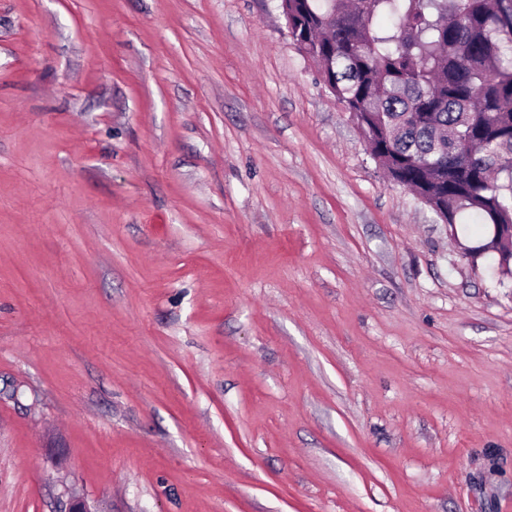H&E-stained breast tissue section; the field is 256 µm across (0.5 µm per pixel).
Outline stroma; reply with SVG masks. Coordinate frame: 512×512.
Segmentation results:
<instances>
[{
	"label": "stroma",
	"mask_w": 512,
	"mask_h": 512,
	"mask_svg": "<svg viewBox=\"0 0 512 512\" xmlns=\"http://www.w3.org/2000/svg\"><path fill=\"white\" fill-rule=\"evenodd\" d=\"M279 0H0V512H512V289Z\"/></svg>",
	"instance_id": "35a3bbf8"
}]
</instances>
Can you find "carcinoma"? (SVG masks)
<instances>
[{
  "mask_svg": "<svg viewBox=\"0 0 512 512\" xmlns=\"http://www.w3.org/2000/svg\"><path fill=\"white\" fill-rule=\"evenodd\" d=\"M499 2L288 0V33L392 180L448 223L485 229L472 262L504 286L512 258L495 234L512 229V26Z\"/></svg>",
  "mask_w": 512,
  "mask_h": 512,
  "instance_id": "1",
  "label": "carcinoma"
}]
</instances>
